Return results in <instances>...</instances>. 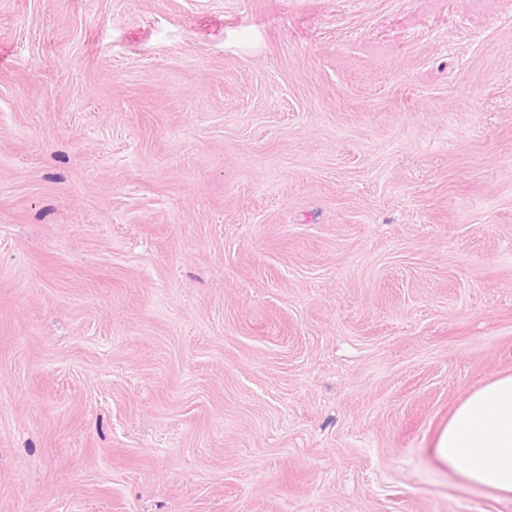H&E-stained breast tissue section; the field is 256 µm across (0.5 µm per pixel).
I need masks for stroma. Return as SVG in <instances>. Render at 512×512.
I'll use <instances>...</instances> for the list:
<instances>
[{
  "instance_id": "35a3bbf8",
  "label": "stroma",
  "mask_w": 512,
  "mask_h": 512,
  "mask_svg": "<svg viewBox=\"0 0 512 512\" xmlns=\"http://www.w3.org/2000/svg\"><path fill=\"white\" fill-rule=\"evenodd\" d=\"M505 372L512 0H0V512H512ZM456 482L498 500L512 497V373L474 389L454 408L433 446Z\"/></svg>"
}]
</instances>
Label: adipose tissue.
Instances as JSON below:
<instances>
[{
  "label": "adipose tissue",
  "instance_id": "obj_1",
  "mask_svg": "<svg viewBox=\"0 0 512 512\" xmlns=\"http://www.w3.org/2000/svg\"><path fill=\"white\" fill-rule=\"evenodd\" d=\"M456 482L512 498V373L474 389L454 408L433 446Z\"/></svg>",
  "mask_w": 512,
  "mask_h": 512
}]
</instances>
